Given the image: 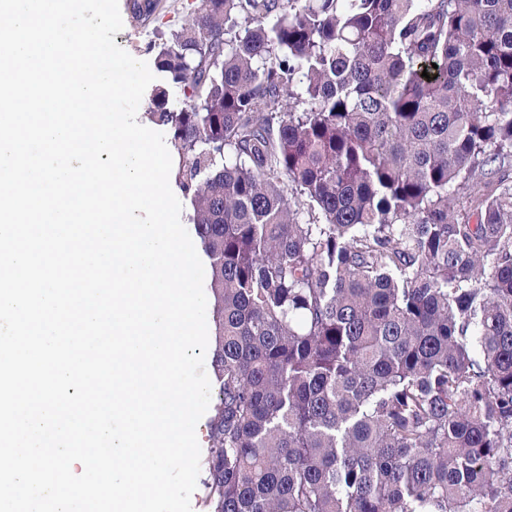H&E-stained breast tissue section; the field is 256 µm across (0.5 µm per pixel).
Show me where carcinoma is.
Here are the masks:
<instances>
[{"label": "carcinoma", "mask_w": 512, "mask_h": 512, "mask_svg": "<svg viewBox=\"0 0 512 512\" xmlns=\"http://www.w3.org/2000/svg\"><path fill=\"white\" fill-rule=\"evenodd\" d=\"M155 62L215 300L207 512H512V0H197Z\"/></svg>", "instance_id": "1"}]
</instances>
